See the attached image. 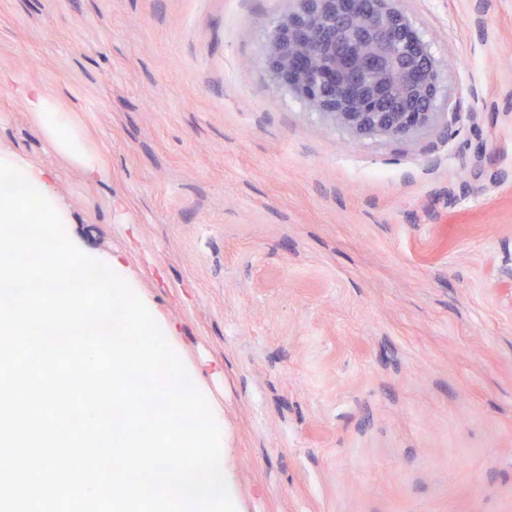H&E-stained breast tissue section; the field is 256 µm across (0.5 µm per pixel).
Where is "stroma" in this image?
<instances>
[{
	"label": "stroma",
	"instance_id": "35a3bbf8",
	"mask_svg": "<svg viewBox=\"0 0 512 512\" xmlns=\"http://www.w3.org/2000/svg\"><path fill=\"white\" fill-rule=\"evenodd\" d=\"M391 5L447 114L402 140L270 82L292 0H0V153L121 257L223 419L237 512H512V0ZM24 96L32 110L39 112L42 132L61 154L72 159L92 178H102L106 175L103 159L87 151L67 113L57 108L53 98L42 88L34 85L24 89Z\"/></svg>",
	"mask_w": 512,
	"mask_h": 512
}]
</instances>
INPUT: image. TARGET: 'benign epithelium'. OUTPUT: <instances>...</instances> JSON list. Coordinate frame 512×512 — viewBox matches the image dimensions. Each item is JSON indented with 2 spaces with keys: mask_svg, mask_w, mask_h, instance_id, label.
Returning <instances> with one entry per match:
<instances>
[{
  "mask_svg": "<svg viewBox=\"0 0 512 512\" xmlns=\"http://www.w3.org/2000/svg\"><path fill=\"white\" fill-rule=\"evenodd\" d=\"M296 2L269 36L274 84L358 138H409L439 120V65L389 0Z\"/></svg>",
  "mask_w": 512,
  "mask_h": 512,
  "instance_id": "1",
  "label": "benign epithelium"
}]
</instances>
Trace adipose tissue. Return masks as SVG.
<instances>
[{"mask_svg": "<svg viewBox=\"0 0 512 512\" xmlns=\"http://www.w3.org/2000/svg\"><path fill=\"white\" fill-rule=\"evenodd\" d=\"M24 96L32 110L39 112L41 130L56 149L72 159L88 176L104 177L106 165L103 159L87 151L67 113L57 108L53 98L34 85L25 88Z\"/></svg>", "mask_w": 512, "mask_h": 512, "instance_id": "ef3b65f1", "label": "adipose tissue"}]
</instances>
